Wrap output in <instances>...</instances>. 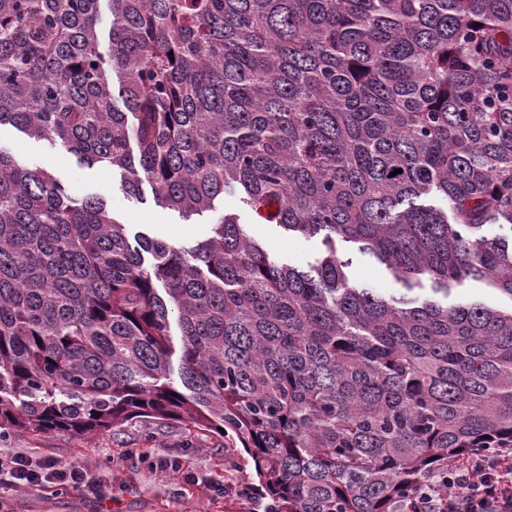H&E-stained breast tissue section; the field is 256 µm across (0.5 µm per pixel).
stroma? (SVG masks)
Here are the masks:
<instances>
[{
  "instance_id": "35a3bbf8",
  "label": "stroma",
  "mask_w": 512,
  "mask_h": 512,
  "mask_svg": "<svg viewBox=\"0 0 512 512\" xmlns=\"http://www.w3.org/2000/svg\"><path fill=\"white\" fill-rule=\"evenodd\" d=\"M0 149L20 163L54 173L76 199L104 197L132 240L144 233L191 247L211 237L220 217L234 214L280 263L306 270L325 255L320 237H305L256 221L236 193L225 194L215 211L187 221L177 211L157 206L151 193L140 197L124 193L119 171L83 163L65 148L49 147L12 126L0 127ZM339 253L350 262L348 275L353 284L386 295L398 293V284L373 259L360 254L356 245L341 244ZM7 445L36 459L50 455L63 463L95 465V477L108 494L107 499L99 500L79 488L41 494L3 485L0 502L8 512H265L267 508L268 498L262 494L242 497L217 492V485L226 481L258 487L254 467L242 448H230L227 438L199 431L184 421H133L92 437L61 432L37 437L13 435ZM161 455L175 457L182 471L194 473V483H184L180 473L169 469H151V462Z\"/></svg>"
}]
</instances>
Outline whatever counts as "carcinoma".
<instances>
[{
	"label": "carcinoma",
	"instance_id": "1",
	"mask_svg": "<svg viewBox=\"0 0 512 512\" xmlns=\"http://www.w3.org/2000/svg\"><path fill=\"white\" fill-rule=\"evenodd\" d=\"M109 3L105 50L100 0H0V126L186 220L239 191L327 256L227 214L133 248L0 151V435L187 421L234 433L270 512H448V464L512 448V306L437 299L512 298V0ZM339 241L402 292L350 284ZM472 298L491 301L502 307H508L511 303L507 296H492L483 284L479 282H469L465 288H461L453 292L452 295L448 297V304L467 302Z\"/></svg>",
	"mask_w": 512,
	"mask_h": 512
}]
</instances>
